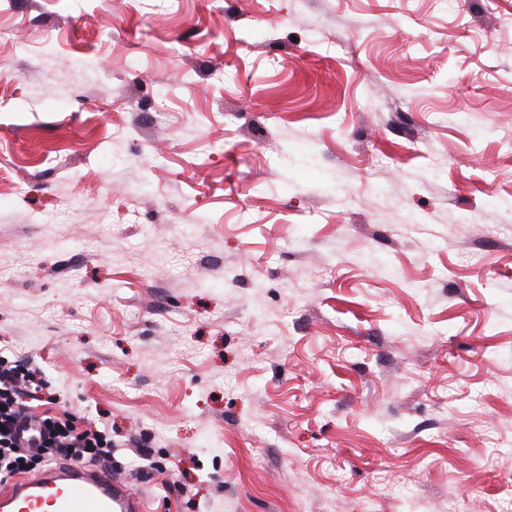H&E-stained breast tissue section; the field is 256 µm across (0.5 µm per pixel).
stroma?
<instances>
[{
    "label": "stroma",
    "instance_id": "1",
    "mask_svg": "<svg viewBox=\"0 0 512 512\" xmlns=\"http://www.w3.org/2000/svg\"><path fill=\"white\" fill-rule=\"evenodd\" d=\"M512 0H0V357L149 512H512Z\"/></svg>",
    "mask_w": 512,
    "mask_h": 512
}]
</instances>
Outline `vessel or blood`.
Here are the masks:
<instances>
[{"mask_svg":"<svg viewBox=\"0 0 512 512\" xmlns=\"http://www.w3.org/2000/svg\"><path fill=\"white\" fill-rule=\"evenodd\" d=\"M0 512H146V502L126 477L64 461L0 485Z\"/></svg>","mask_w":512,"mask_h":512,"instance_id":"obj_1","label":"vessel or blood"}]
</instances>
